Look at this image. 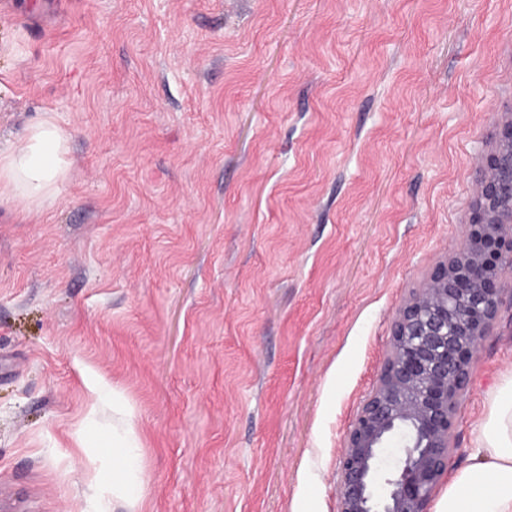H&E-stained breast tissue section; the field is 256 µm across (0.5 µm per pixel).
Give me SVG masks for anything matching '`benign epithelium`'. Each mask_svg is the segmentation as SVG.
<instances>
[{
	"label": "benign epithelium",
	"instance_id": "benign-epithelium-1",
	"mask_svg": "<svg viewBox=\"0 0 512 512\" xmlns=\"http://www.w3.org/2000/svg\"><path fill=\"white\" fill-rule=\"evenodd\" d=\"M512 291V113L476 184L455 253L412 290L377 380L343 441L336 512H429L456 450L473 357Z\"/></svg>",
	"mask_w": 512,
	"mask_h": 512
}]
</instances>
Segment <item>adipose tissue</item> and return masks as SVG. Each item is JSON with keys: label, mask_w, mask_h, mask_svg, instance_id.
<instances>
[{"label": "adipose tissue", "mask_w": 512, "mask_h": 512, "mask_svg": "<svg viewBox=\"0 0 512 512\" xmlns=\"http://www.w3.org/2000/svg\"><path fill=\"white\" fill-rule=\"evenodd\" d=\"M69 136L44 118L28 130L22 144L0 150V204L26 207L53 199L66 173ZM112 495L139 502V436L121 395L112 397ZM437 512H512V375L490 397V413L469 455L448 484Z\"/></svg>", "instance_id": "1"}]
</instances>
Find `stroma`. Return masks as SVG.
I'll return each mask as SVG.
<instances>
[{"label": "stroma", "mask_w": 512, "mask_h": 512, "mask_svg": "<svg viewBox=\"0 0 512 512\" xmlns=\"http://www.w3.org/2000/svg\"><path fill=\"white\" fill-rule=\"evenodd\" d=\"M512 113V0H7L0 149L69 132L54 201L0 205V512H336L396 313L473 213ZM453 468L512 374V295ZM112 457L117 460L112 473V498H120L131 508L139 502L140 470L139 436L132 420V412L121 395L112 392Z\"/></svg>", "instance_id": "1"}]
</instances>
